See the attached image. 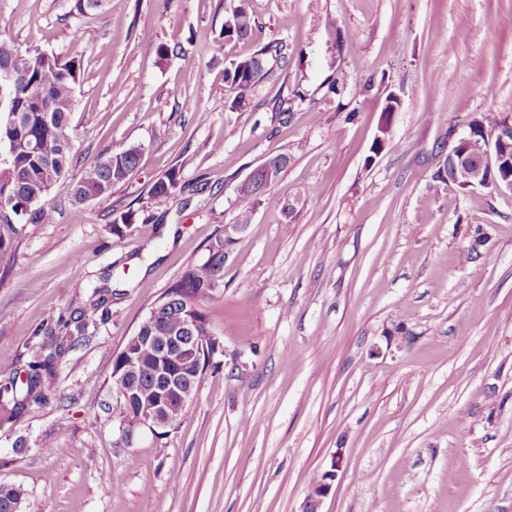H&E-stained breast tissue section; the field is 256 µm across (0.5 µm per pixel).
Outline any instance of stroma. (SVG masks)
<instances>
[{
    "instance_id": "stroma-1",
    "label": "stroma",
    "mask_w": 512,
    "mask_h": 512,
    "mask_svg": "<svg viewBox=\"0 0 512 512\" xmlns=\"http://www.w3.org/2000/svg\"><path fill=\"white\" fill-rule=\"evenodd\" d=\"M236 4L107 0L89 18L76 0H0V38L20 52L64 58L94 34L72 175L142 149L109 200L76 205L58 185L43 201L51 223L14 225L0 381L24 389L46 329L74 344L50 401L0 422V483L24 489L21 512H302L332 469L321 512H512V190L448 182L440 145L503 118L512 0H248L257 28L234 43L222 29ZM272 40L286 60L268 61L251 108L230 111L225 67ZM338 75L381 90L336 97ZM293 92L302 104L274 122ZM391 93L400 105L376 152ZM281 153L273 204L253 209L226 249L223 287L199 303L220 348L189 416L125 447L117 353L238 223L239 183ZM174 167L188 189L155 209L148 188ZM129 205L139 217L116 234Z\"/></svg>"
}]
</instances>
